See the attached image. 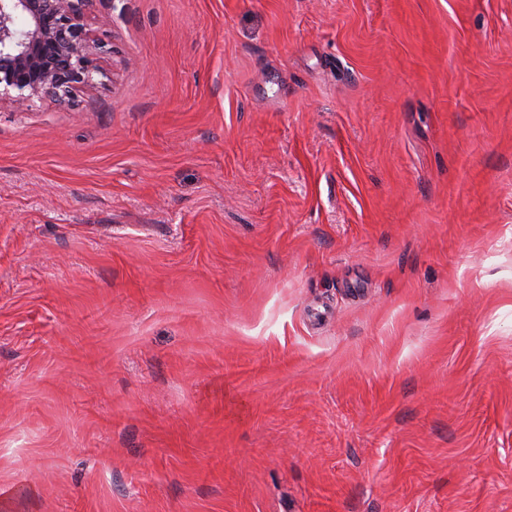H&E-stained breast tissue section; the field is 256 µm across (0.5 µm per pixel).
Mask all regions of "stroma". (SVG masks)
I'll list each match as a JSON object with an SVG mask.
<instances>
[{
    "instance_id": "obj_1",
    "label": "stroma",
    "mask_w": 512,
    "mask_h": 512,
    "mask_svg": "<svg viewBox=\"0 0 512 512\" xmlns=\"http://www.w3.org/2000/svg\"><path fill=\"white\" fill-rule=\"evenodd\" d=\"M0 104V512H512V0H95Z\"/></svg>"
}]
</instances>
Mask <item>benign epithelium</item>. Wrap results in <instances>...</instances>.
Here are the masks:
<instances>
[{"label":"benign epithelium","mask_w":512,"mask_h":512,"mask_svg":"<svg viewBox=\"0 0 512 512\" xmlns=\"http://www.w3.org/2000/svg\"><path fill=\"white\" fill-rule=\"evenodd\" d=\"M94 0H0V102L70 101L96 64Z\"/></svg>","instance_id":"benign-epithelium-1"}]
</instances>
